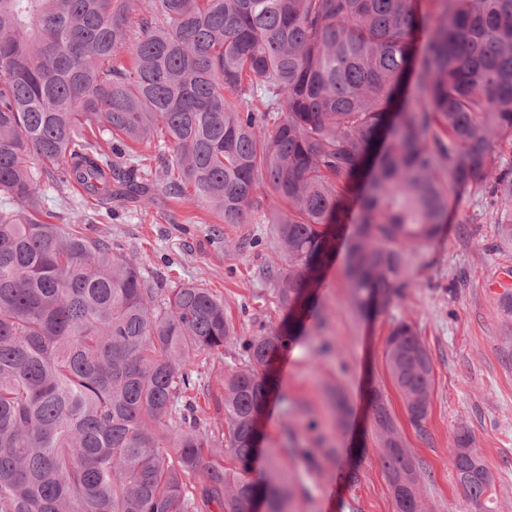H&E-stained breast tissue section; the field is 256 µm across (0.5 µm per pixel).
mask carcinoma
Returning <instances> with one entry per match:
<instances>
[{"label":"carcinoma","mask_w":512,"mask_h":512,"mask_svg":"<svg viewBox=\"0 0 512 512\" xmlns=\"http://www.w3.org/2000/svg\"><path fill=\"white\" fill-rule=\"evenodd\" d=\"M512 127V0H0V512H293L288 459L254 474L273 360L300 335L318 272L345 242L364 317L413 284L406 249L433 239L468 185L512 205L493 158ZM172 150L154 168L129 144ZM78 184L97 213L194 198L226 224L272 209L265 275L285 325L241 342L222 434L192 396L234 329L205 283L149 275L92 217L43 220V187ZM386 365L423 429L432 358L413 324ZM379 456L398 512H426L421 473L379 392ZM236 463L224 469V451ZM456 486L493 487L470 429Z\"/></svg>","instance_id":"carcinoma-1"}]
</instances>
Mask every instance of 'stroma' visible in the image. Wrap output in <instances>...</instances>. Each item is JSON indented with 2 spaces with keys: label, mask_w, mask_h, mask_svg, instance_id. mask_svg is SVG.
<instances>
[{
  "label": "stroma",
  "mask_w": 512,
  "mask_h": 512,
  "mask_svg": "<svg viewBox=\"0 0 512 512\" xmlns=\"http://www.w3.org/2000/svg\"><path fill=\"white\" fill-rule=\"evenodd\" d=\"M501 210L500 200L476 187L449 196L441 233L407 254L414 287L370 321L351 306L343 252L325 267L302 335L274 363L278 393L260 418L267 445L291 438L315 452L317 467L298 457L288 463L295 512H397L372 420L376 391L424 472L429 512H475L448 465L461 425L472 431L494 476L486 512H512V312L490 289L492 281L512 279V246L501 242L495 222ZM106 230L147 272L202 280L223 297L238 337L223 356L197 365L200 404L208 418L222 420L221 380L241 364L240 337L287 317L262 275L276 253L266 210L249 211L242 224L228 227L192 198L164 197L149 214L120 213ZM400 320L414 324L433 360L435 387L421 434L409 423L385 364L387 334ZM332 387L349 403L345 421L329 408Z\"/></svg>",
  "instance_id": "obj_1"
}]
</instances>
